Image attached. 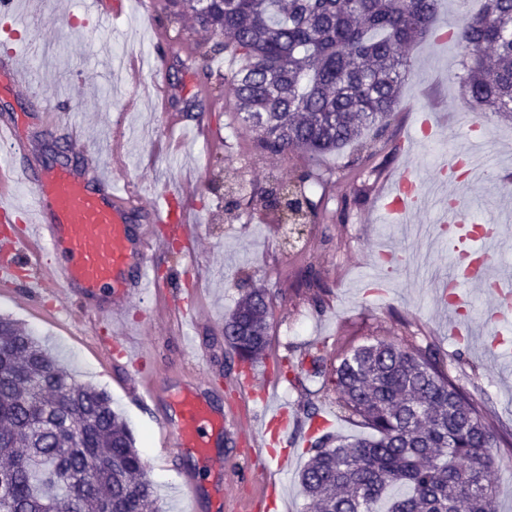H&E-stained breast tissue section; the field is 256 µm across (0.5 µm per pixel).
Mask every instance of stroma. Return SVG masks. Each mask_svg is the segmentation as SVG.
<instances>
[{"mask_svg":"<svg viewBox=\"0 0 512 512\" xmlns=\"http://www.w3.org/2000/svg\"><path fill=\"white\" fill-rule=\"evenodd\" d=\"M116 2L126 20L112 32L97 28L86 0H71L69 12L60 15L54 12V0H41L42 14L53 16L54 23L37 40L0 15V56L10 54L18 65L33 66L48 97L79 101L72 116L90 123L89 148L104 159L109 156L115 104L126 95L119 69L106 67L105 58L138 54L150 59L156 42L138 0ZM410 56L413 67L385 134L373 139L368 151L358 154L348 146L322 156L314 166L297 153L271 156L258 151L254 133L234 114L232 100H225L223 108L211 107L197 93L198 77L181 69L172 53L165 57L163 70L172 91L169 113L143 102L126 115L134 132L128 152L132 183L152 194L172 190L187 166L195 167L202 179L190 202L202 276L177 283L193 294L195 321L173 332L145 320L144 304L138 300L130 303L127 318L139 332L160 386L192 380L223 406L230 439L218 447L224 466L211 477L223 482L236 512H269L254 486L242 478L250 463L240 452L264 429L262 404L252 402L247 418L234 415L239 369L231 365L224 347L225 318L255 288L269 292L272 316L268 354L252 371L297 415H304L312 401L330 416L332 433L369 435L368 427L339 411L333 397L323 396L319 380L290 381L279 376L276 366L287 358L306 366L318 349L332 354L390 337L437 350L449 377L475 396L487 422L503 436H512V317L490 320L493 298L468 288L463 318L469 330L451 335L446 302L436 296L437 281L450 266L447 244L408 236L403 225L391 223L375 208L376 198L400 172L416 176L422 192L436 196L439 165L471 145L457 122L467 109L458 80L466 61L461 48L430 37L415 45ZM432 112L438 118L428 129L423 120ZM200 122L208 126L216 148L195 139L193 130ZM477 123L491 165L487 179L470 184L465 197L477 219L500 221L501 239L490 251V269L512 278V121L486 113ZM308 168L315 179L307 195L317 203L319 219L289 242L284 229L249 198L270 179L294 182ZM312 273L323 289L320 306L306 286ZM0 315L22 323L78 381L110 395L113 408L134 432L162 512H184L189 503L177 491L200 463L192 456L171 461L161 457L158 408L138 405L127 395L138 376L135 364L105 359L98 351L109 338L107 327L75 325L68 316L51 312L48 299L22 293L0 294ZM301 442L298 436L279 442L294 462L277 478L278 512L306 510L298 475L308 453Z\"/></svg>","mask_w":512,"mask_h":512,"instance_id":"1","label":"stroma"}]
</instances>
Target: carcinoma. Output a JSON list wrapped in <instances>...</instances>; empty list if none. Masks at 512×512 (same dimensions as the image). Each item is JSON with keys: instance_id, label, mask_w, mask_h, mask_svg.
I'll return each instance as SVG.
<instances>
[{"instance_id": "carcinoma-1", "label": "carcinoma", "mask_w": 512, "mask_h": 512, "mask_svg": "<svg viewBox=\"0 0 512 512\" xmlns=\"http://www.w3.org/2000/svg\"><path fill=\"white\" fill-rule=\"evenodd\" d=\"M168 23L190 17L203 39L183 37L182 67L216 105L235 112L266 154L310 161L384 133L441 0H160ZM469 58L472 112L512 118V0H484L451 33ZM223 56L231 67L216 72ZM313 172L296 191L306 194ZM267 290L244 294L224 320L237 364L268 346ZM311 376L336 406L368 425V438L322 428L299 475L315 512H496L493 450L502 436L444 371L431 348L378 339L336 356L317 354ZM396 487L403 492L390 497ZM136 438L103 390L75 379L18 322L0 317V512H162Z\"/></svg>"}]
</instances>
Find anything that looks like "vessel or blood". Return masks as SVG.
<instances>
[{"label": "vessel or blood", "instance_id": "1", "mask_svg": "<svg viewBox=\"0 0 512 512\" xmlns=\"http://www.w3.org/2000/svg\"><path fill=\"white\" fill-rule=\"evenodd\" d=\"M125 71L134 98L125 100L110 126L112 162L103 164L89 150L88 133L83 124L71 121L60 105L44 102L33 72L18 68L9 58L0 60V76L7 87H25L36 107L48 136L63 133L60 155L38 158L30 152V138L24 120L16 114L0 116V147L12 157L9 168L0 167V290L15 292L26 286L31 293H44L54 286L55 310L70 315L80 312L96 322H106L110 338L104 355L130 356L132 341L127 335V307L134 297L155 293L162 300L151 317L155 320H181L190 315L193 304L171 293L166 282L150 275L154 261L164 257L172 242L191 244L188 225L190 210L184 202L200 188L199 179L185 181L177 194H163L161 203L148 204L147 193L133 183L117 185L115 172L125 170V147L129 130L126 111L136 108L143 94L153 95L168 104L170 88L158 77L143 79L142 71L127 65ZM440 173L453 193L439 206L438 223L444 224L448 249L454 264L441 279L442 285L467 286L491 290L494 313L512 314V282L493 278L489 270L488 243L498 241L501 226L492 220L474 221L455 194L461 188L457 162H449ZM20 177L31 195L27 204L10 198L9 180ZM430 202L408 176H398L393 189L380 199V211L397 224L410 216L428 211ZM147 220L149 230L135 233L133 226ZM47 246L52 254L41 261L33 252V242ZM139 377L132 387L136 398L146 406L160 404L164 411L160 423L174 453L191 454L211 468L221 469L222 459L215 452L224 436V412L194 384H184L172 392L158 387L145 362H138ZM290 423L285 407L271 409L265 421L263 440L247 443L245 456L255 463L249 478L262 493H269L273 480L265 465V450L277 442Z\"/></svg>", "mask_w": 512, "mask_h": 512}]
</instances>
